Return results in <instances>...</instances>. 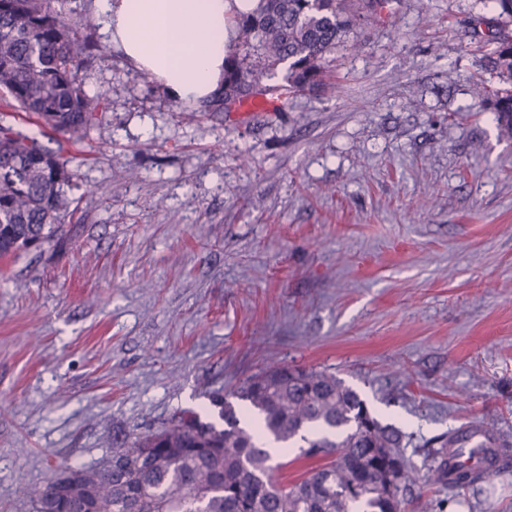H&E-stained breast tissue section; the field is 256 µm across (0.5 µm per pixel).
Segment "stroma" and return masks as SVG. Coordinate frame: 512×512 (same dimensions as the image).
Masks as SVG:
<instances>
[{
  "instance_id": "stroma-1",
  "label": "stroma",
  "mask_w": 512,
  "mask_h": 512,
  "mask_svg": "<svg viewBox=\"0 0 512 512\" xmlns=\"http://www.w3.org/2000/svg\"><path fill=\"white\" fill-rule=\"evenodd\" d=\"M99 49L81 77L104 119L66 145L79 201L54 258L0 267V512L60 464L278 364L327 369L409 438L473 424L508 455L405 512H512V139L475 82L485 0H392L336 88L273 111L188 112L112 48L96 0H66Z\"/></svg>"
}]
</instances>
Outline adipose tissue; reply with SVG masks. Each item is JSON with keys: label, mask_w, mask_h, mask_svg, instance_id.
<instances>
[{"label": "adipose tissue", "mask_w": 512, "mask_h": 512, "mask_svg": "<svg viewBox=\"0 0 512 512\" xmlns=\"http://www.w3.org/2000/svg\"><path fill=\"white\" fill-rule=\"evenodd\" d=\"M112 45L173 98L193 105L224 83L231 20L257 0H97Z\"/></svg>", "instance_id": "adipose-tissue-1"}]
</instances>
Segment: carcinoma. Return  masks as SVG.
Instances as JSON below:
<instances>
[{"label": "carcinoma", "instance_id": "obj_1", "mask_svg": "<svg viewBox=\"0 0 512 512\" xmlns=\"http://www.w3.org/2000/svg\"><path fill=\"white\" fill-rule=\"evenodd\" d=\"M57 0H0V258L64 243L73 184L70 158L46 149L12 121L20 111L67 140H81L103 118L102 97L81 72L94 46L87 20ZM390 0H258L234 18L235 42L224 85L203 107L251 98L246 88L286 71L285 84L260 94L300 92L330 77L328 55L356 30L383 18ZM489 58L509 87L491 100L498 128L512 137V34L487 40ZM224 427L179 412L112 452V468L82 471L74 488L54 478L28 492L33 512H403L406 494L426 484L452 489L485 474L448 466L426 473L404 458L406 435L373 417L336 374L275 365L236 389L216 393ZM299 445L318 464L277 479L272 450ZM488 465L496 438L476 446Z\"/></svg>", "mask_w": 512, "mask_h": 512}]
</instances>
